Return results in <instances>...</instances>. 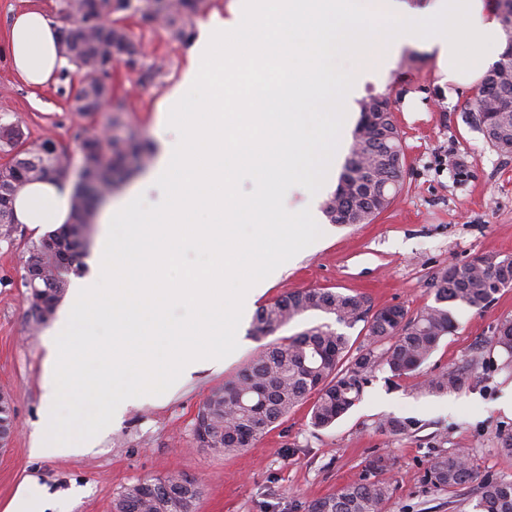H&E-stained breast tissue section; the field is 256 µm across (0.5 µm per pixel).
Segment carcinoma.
Segmentation results:
<instances>
[{"label":"carcinoma","mask_w":512,"mask_h":512,"mask_svg":"<svg viewBox=\"0 0 512 512\" xmlns=\"http://www.w3.org/2000/svg\"><path fill=\"white\" fill-rule=\"evenodd\" d=\"M499 21L512 41V0H493ZM206 6V0H112L109 13L115 19L101 21L96 0H66L68 26L60 30L63 54L83 72V83L75 97L77 109L85 115L100 111L112 99V86L101 79L120 64L135 67L138 50L134 33L123 23L125 16H137L144 24H163L176 40L189 38L188 21ZM492 80L474 95L475 121L486 142L496 152L512 156V53L487 72ZM354 141L336 191L323 202L329 221L354 224L369 216L373 220L391 205L404 186V165L386 166L379 156L383 141L374 137ZM80 144L86 180L77 183L71 199V219L46 232L28 248V256L41 254L45 275L39 284L50 289L52 308L62 301L71 273L82 264L91 243L93 218L98 206L118 184L117 173L128 175L150 161L155 147L144 139L112 138L102 142L95 133L79 128L74 134ZM0 152L7 160L0 164V189L19 191L26 184L50 176L65 178L69 164L66 151L50 141L34 148L24 147L20 123L0 124ZM385 187L390 198L374 214L370 183ZM512 286V257L487 256L469 263L451 264L432 279L433 304L410 314L399 306L371 312L362 295L313 288L283 296L258 309L251 334L266 337L309 312H320L335 323L352 328L364 323L363 344L352 348L350 337L321 323L280 342L266 345L224 389L213 393L198 408L197 420L204 424L208 441L202 444L231 454L265 435L308 397H313L311 424L326 428L346 414L360 399L369 377L380 367L393 375L416 369L429 359L438 341L448 334L459 309L482 310L493 300L496 289ZM512 364V321H504L493 340ZM466 372L443 370L421 383L429 395L460 392L468 384ZM414 423L397 417H383L377 428L389 435L403 434ZM424 482L437 491H447L472 506L471 512H512V480L479 475L470 456L457 449H442L424 475ZM159 483L170 497H156L132 485L123 491L138 512H194L200 495L197 482L187 483L180 475H169ZM391 478L380 459L369 465V475L347 484L335 493L315 499L305 512H386L392 497Z\"/></svg>","instance_id":"obj_1"}]
</instances>
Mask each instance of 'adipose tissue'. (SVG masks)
<instances>
[{
    "mask_svg": "<svg viewBox=\"0 0 512 512\" xmlns=\"http://www.w3.org/2000/svg\"><path fill=\"white\" fill-rule=\"evenodd\" d=\"M8 53L17 73L35 86L53 81L66 64L59 30L38 10L14 17L8 33ZM71 196V190L54 179L30 183L14 200L16 219L34 227L67 223Z\"/></svg>",
    "mask_w": 512,
    "mask_h": 512,
    "instance_id": "ef3b65f1",
    "label": "adipose tissue"
}]
</instances>
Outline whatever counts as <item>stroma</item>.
<instances>
[{
    "instance_id": "stroma-1",
    "label": "stroma",
    "mask_w": 512,
    "mask_h": 512,
    "mask_svg": "<svg viewBox=\"0 0 512 512\" xmlns=\"http://www.w3.org/2000/svg\"><path fill=\"white\" fill-rule=\"evenodd\" d=\"M234 9V0H207L204 11L191 18V37L183 42L165 26L129 19L142 64L156 63L162 70L150 82L142 80L139 68L122 65L105 75L114 89L113 104L122 107L116 135L156 140L160 114L182 85L201 23L216 15L231 17ZM82 80L70 63L54 83L32 87L0 54V122L21 123L27 144L53 140L66 149L72 169H79L75 127L100 131L107 123L106 113L75 112ZM364 94H385L394 103L406 156L402 192L371 223L322 219L321 237L281 265L257 305L327 288L363 295L375 311L401 306L413 314L432 303L429 283L439 269L512 256V157L491 148L472 121L473 88L442 83L434 56L407 47L380 84H366ZM40 235L18 224L11 239L0 237V390L11 393L19 427L0 456V512H10L18 494L32 485L43 490L45 512H112L125 487L177 472L201 486L195 512H304V503L360 481L379 456L394 486L387 512H469L423 480L443 448L467 449L480 474L512 478V456L500 452L501 436L512 432V416L498 408L512 388V368L493 345L501 322L512 320V287L498 291L482 311H457L454 328L419 370L399 376L376 371L361 401L329 428L311 425L306 402L240 452L197 447L193 425L200 404L234 380L264 344L251 334L248 313L238 327L236 354L223 368L192 374L173 393L128 407L95 447L70 456L35 455L54 324L30 320L22 281L26 251ZM447 368L468 372L465 390L420 393L425 377ZM387 415L413 420L415 427L399 436L384 434L377 423Z\"/></svg>"
}]
</instances>
